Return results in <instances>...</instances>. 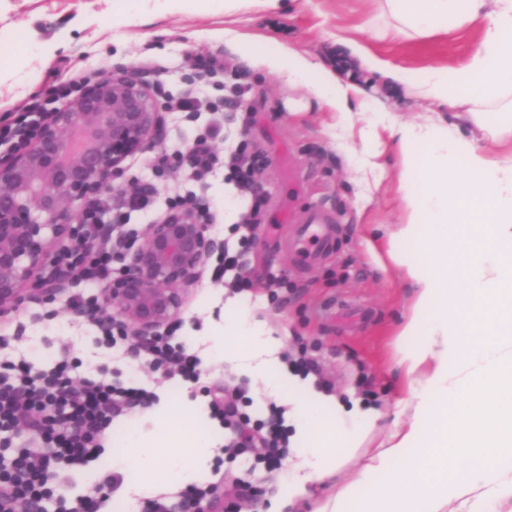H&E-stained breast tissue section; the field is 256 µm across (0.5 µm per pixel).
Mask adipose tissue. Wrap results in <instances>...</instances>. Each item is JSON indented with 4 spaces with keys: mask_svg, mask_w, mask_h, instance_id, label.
<instances>
[{
    "mask_svg": "<svg viewBox=\"0 0 512 512\" xmlns=\"http://www.w3.org/2000/svg\"><path fill=\"white\" fill-rule=\"evenodd\" d=\"M378 2L397 37L480 22L470 60L458 69L393 67L357 42L348 48L363 68L464 107L484 137L496 138L488 113L512 114V0ZM149 3L168 15H232L254 4L275 9L280 0H112V19L140 17ZM269 62L289 80L314 84L335 110L337 127L347 125L352 83L293 48L271 51ZM388 129L402 158L407 208L396 233L407 248L393 258L417 288L399 331L411 394L356 479L330 489L314 512H512V155L490 157L442 126L393 122ZM214 343L225 359L277 379L280 341L245 313L225 311ZM298 413L304 452L274 512H290L309 485L330 480L341 450L356 451L378 417L329 399ZM157 417L161 430L131 439L117 460L144 499L161 484L204 476L212 460L202 405L183 396L163 402Z\"/></svg>",
    "mask_w": 512,
    "mask_h": 512,
    "instance_id": "ef3b65f1",
    "label": "adipose tissue"
}]
</instances>
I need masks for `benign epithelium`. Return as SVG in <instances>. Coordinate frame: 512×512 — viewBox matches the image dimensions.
Instances as JSON below:
<instances>
[{
  "mask_svg": "<svg viewBox=\"0 0 512 512\" xmlns=\"http://www.w3.org/2000/svg\"><path fill=\"white\" fill-rule=\"evenodd\" d=\"M164 113L157 90L133 70L87 86L49 113L23 147L0 157V318L27 303H51L73 285L74 265L90 268L97 244L86 234L89 203L116 188L127 157L161 143ZM207 206L169 208L139 234L119 235L121 266L100 284L96 304L76 317L111 310L110 318L142 343L171 325L221 251L209 234ZM176 512H224V492Z\"/></svg>",
  "mask_w": 512,
  "mask_h": 512,
  "instance_id": "benign-epithelium-1",
  "label": "benign epithelium"
}]
</instances>
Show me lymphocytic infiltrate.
I'll use <instances>...</instances> for the list:
<instances>
[{
    "label": "lymphocytic infiltrate",
    "instance_id": "lymphocytic-infiltrate-1",
    "mask_svg": "<svg viewBox=\"0 0 512 512\" xmlns=\"http://www.w3.org/2000/svg\"><path fill=\"white\" fill-rule=\"evenodd\" d=\"M227 160L242 196L251 199L253 209H260L264 202L258 180L263 166L260 153L242 143L229 152ZM144 351L156 368L186 378L196 374L195 356L170 337L151 340ZM71 371L65 361L37 375L22 361L0 369V512H18L24 501L40 512L52 495L51 472L59 465L95 456L113 418L132 413L149 396L134 383L87 378L76 384ZM283 414V408L272 407L269 418L243 437L245 448L270 467L289 454ZM21 425L41 435L39 447L11 450L4 436Z\"/></svg>",
    "mask_w": 512,
    "mask_h": 512
}]
</instances>
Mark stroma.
Returning <instances> with one entry per match:
<instances>
[{
  "label": "stroma",
  "instance_id": "35a3bbf8",
  "mask_svg": "<svg viewBox=\"0 0 512 512\" xmlns=\"http://www.w3.org/2000/svg\"><path fill=\"white\" fill-rule=\"evenodd\" d=\"M387 23L375 0H281L276 9L253 7L231 16L212 11L147 15L121 26L113 25L107 0H0V43L41 45L39 51L24 56L19 75L0 79V120L50 83L83 84L127 68L136 69L160 94L179 96L188 89L190 59L221 57L233 69L212 78L210 95L218 100L230 95L235 84H244L247 92L239 110L225 111L220 119L200 112L190 121L166 113L160 147L170 152L185 148L219 120L223 127L212 141L216 155H223L244 136L269 161L259 176L267 193L268 229L246 246L254 289L231 296L223 284L203 276L176 323L174 339L196 355L197 377L171 378L153 370L144 356L110 350L100 343L92 321L72 315L66 295L51 307L31 304L0 320V336L10 339L8 345H0V362L23 358L48 370L66 359L76 364V378L133 380L153 391L155 403L186 394L200 399L206 408L213 391L229 378L246 388L248 399L240 411L257 422L268 417L270 403L292 408L295 391L284 381L268 386L253 380L214 354L212 338L224 326L225 311L239 309L280 339L281 352L294 354L307 346L310 357L319 360L335 382L337 398H363L378 409L381 417L363 448L377 446L392 427L402 396L405 378L397 363L396 335L414 290L387 254L375 258L368 250L369 245L386 244L405 210L398 184L399 152L387 132L363 137L365 118L432 119L478 142L491 155L512 151L511 136L499 141L484 138L465 112L393 86L351 60L344 48L345 41H355L368 53L401 67L461 68L469 61L480 24L449 34L400 39L381 36ZM235 31L263 35L272 47L296 48L358 86L359 94L348 101L350 126L334 128L331 112L313 86L289 83L270 67L265 53L243 58L231 37ZM155 60L165 65L164 73L152 68ZM153 157L147 151L129 158L123 175L129 186L154 184L149 205L130 210L122 207L119 191L105 193L109 208L104 223L122 231L144 230L166 210L169 197L194 191L185 168L155 173ZM202 195L210 206L212 235L235 239L234 226L249 202L239 195L227 171L218 170ZM315 209L338 224V248L315 265L303 267L290 259L284 241L291 225ZM272 274L285 282L273 296L264 288ZM362 376L368 379L364 388L357 384ZM158 428L152 406L115 418L102 450L71 467V478L59 485L58 497L73 500L86 494L112 474V456L124 450L127 434H150ZM205 428L213 440L206 484L223 485L226 469H234L249 484L265 490L257 504L243 507L242 512H267L291 479V471L268 468L250 454L228 462L223 428L211 417Z\"/></svg>",
  "mask_w": 512,
  "mask_h": 512
}]
</instances>
